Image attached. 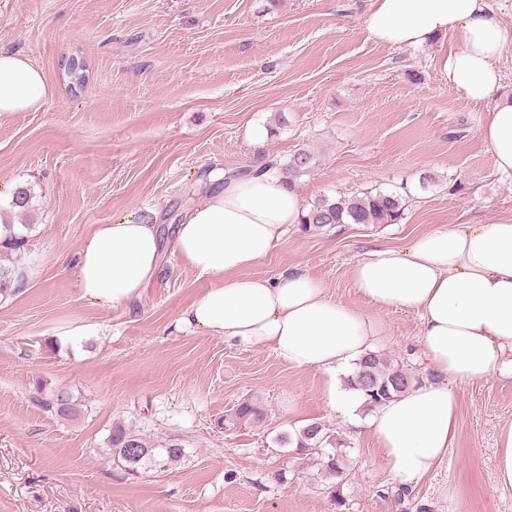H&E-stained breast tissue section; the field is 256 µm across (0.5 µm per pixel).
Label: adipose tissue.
Returning <instances> with one entry per match:
<instances>
[{
  "instance_id": "1",
  "label": "adipose tissue",
  "mask_w": 512,
  "mask_h": 512,
  "mask_svg": "<svg viewBox=\"0 0 512 512\" xmlns=\"http://www.w3.org/2000/svg\"><path fill=\"white\" fill-rule=\"evenodd\" d=\"M512 0H373L369 39L420 46L447 35L457 48L439 71L459 96L487 105L482 137L493 167L512 176V92L496 60L512 43L501 14ZM46 77L27 56L0 51V113L37 111ZM299 194L266 172L225 182L190 208L175 230L181 260L216 283L187 308L179 326L268 350L291 367L321 372L332 411L355 414L362 395L341 388L338 367L373 351L382 334L368 313L336 302L300 267L276 277L245 276L302 214ZM161 234L150 216L100 224L74 256L81 294L103 307L140 299L158 273ZM359 294L377 307L420 315V344L432 379L374 409L367 425L397 487L411 489L448 455L457 426L456 385L512 381V218L439 228L406 246L370 251L351 269Z\"/></svg>"
}]
</instances>
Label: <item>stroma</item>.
Masks as SVG:
<instances>
[{
    "label": "stroma",
    "mask_w": 512,
    "mask_h": 512,
    "mask_svg": "<svg viewBox=\"0 0 512 512\" xmlns=\"http://www.w3.org/2000/svg\"><path fill=\"white\" fill-rule=\"evenodd\" d=\"M371 3L0 0V50L29 56L50 89L40 110L0 115V218L31 227L12 257L19 288L0 299V512H512L495 458L512 383L457 385L444 463L405 500L384 498L391 481L374 435L329 409L320 373L178 328L214 280L171 247L131 306H96L78 287L73 256L96 225L153 213L172 227L205 200L213 171L229 177L308 149L317 162L295 185L303 203L395 191L407 198L404 218L289 227L248 275L300 266L379 321L381 353L430 377L420 317L367 302L351 269L382 244L512 217V178L492 166L484 108L438 70L456 38L377 43L363 27ZM71 57L86 65L83 86L62 68ZM272 126L254 145L252 130ZM22 187L35 193L26 212L11 207ZM82 323L97 335H70ZM59 390L79 403L77 420L39 405ZM252 396L265 420L224 429L225 414ZM314 420L348 444L339 509L319 471L276 442ZM116 424L178 440L184 456L129 476L106 447Z\"/></svg>",
    "instance_id": "obj_1"
}]
</instances>
